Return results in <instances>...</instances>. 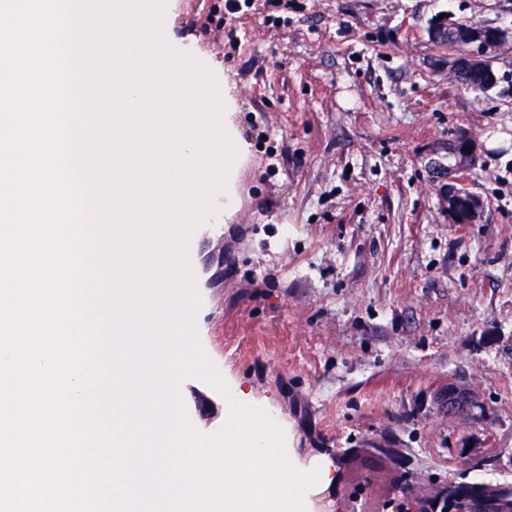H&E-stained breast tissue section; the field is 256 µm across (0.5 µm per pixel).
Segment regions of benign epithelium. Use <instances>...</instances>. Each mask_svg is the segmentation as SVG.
<instances>
[{"label": "benign epithelium", "mask_w": 512, "mask_h": 512, "mask_svg": "<svg viewBox=\"0 0 512 512\" xmlns=\"http://www.w3.org/2000/svg\"><path fill=\"white\" fill-rule=\"evenodd\" d=\"M429 37L434 41H446L454 38L469 46L477 47V51L459 58L450 65L449 75L457 78L461 68L466 67L484 78V85L492 88L497 78L487 51L499 46L508 38V30L503 28H486L471 25L465 28L450 26L443 20L429 26ZM455 145V171L468 170L477 162L478 145L468 133H462L453 139ZM444 201L448 211V220L452 224H475L484 212L485 204L480 196L470 192L463 186L452 181L448 183ZM436 400L448 416L457 417L466 414L477 401V391L469 385L448 383V387L438 391Z\"/></svg>", "instance_id": "7a95c632"}]
</instances>
